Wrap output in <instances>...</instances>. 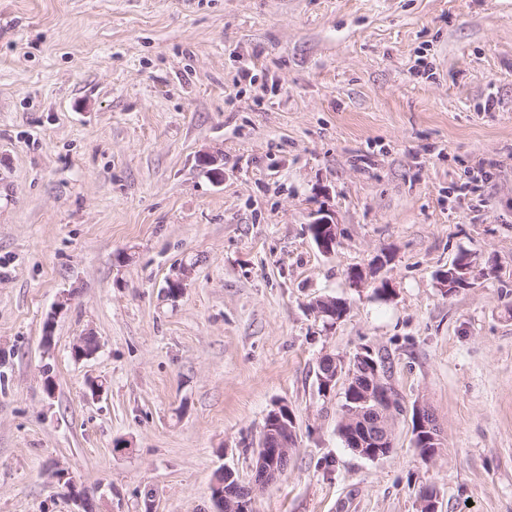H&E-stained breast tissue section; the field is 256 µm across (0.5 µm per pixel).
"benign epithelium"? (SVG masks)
Returning <instances> with one entry per match:
<instances>
[{"instance_id":"1","label":"benign epithelium","mask_w":512,"mask_h":512,"mask_svg":"<svg viewBox=\"0 0 512 512\" xmlns=\"http://www.w3.org/2000/svg\"><path fill=\"white\" fill-rule=\"evenodd\" d=\"M311 224L329 232L327 236L323 234L318 236L316 243L323 251H331L336 243V224L333 215L319 211ZM453 275L456 279L453 284L447 283L448 276H443L444 288L460 286L465 288L471 285L472 268L465 265V262L458 261L454 264ZM357 369L368 375L373 395L370 399L362 401V404L366 405V408L362 409L360 413L363 437L355 439V448L363 457L377 459L391 443L390 434L380 424L382 415L379 410L384 407L393 409L397 394L390 385L383 381V369L374 359L373 353L366 350L357 354L350 364L349 383L346 389L349 400H355V392L358 391L357 384L354 382V371ZM415 423V435L419 436L423 444L430 448V451L433 452L442 447L440 427L428 410L421 406L416 407ZM268 430H270L269 444L260 448V453L256 455L258 468L261 471L260 480L265 485L276 482L284 475V464L288 458L290 442L296 438L295 429L282 419L281 414L277 411L271 413ZM224 475L230 486L214 496L218 512H252L253 488L235 481V475L230 470L224 471Z\"/></svg>"}]
</instances>
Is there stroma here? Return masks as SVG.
Segmentation results:
<instances>
[{"instance_id": "obj_1", "label": "stroma", "mask_w": 512, "mask_h": 512, "mask_svg": "<svg viewBox=\"0 0 512 512\" xmlns=\"http://www.w3.org/2000/svg\"><path fill=\"white\" fill-rule=\"evenodd\" d=\"M366 349L405 408L375 460L338 431L346 375L318 380ZM283 406L253 512H418L425 487L512 512V0H0V512H77L69 479L90 512H216ZM315 216L316 218H314L310 224L321 228L323 232L329 231L328 236L324 234L319 235L315 242L324 252H330L336 243V222L334 221V217L331 213L324 211H318ZM415 437L419 436L426 448H430L428 453L437 451L442 447V435L440 427L431 413L421 406L416 407L415 411ZM292 419V426L282 419L279 411L271 413V421L268 424L267 430L269 433V444L258 448L256 459H258V468L261 471L260 480L268 485L276 482L281 476L285 474L284 464L289 454V446L292 440H295L294 420ZM260 453L258 454V452Z\"/></svg>"}]
</instances>
